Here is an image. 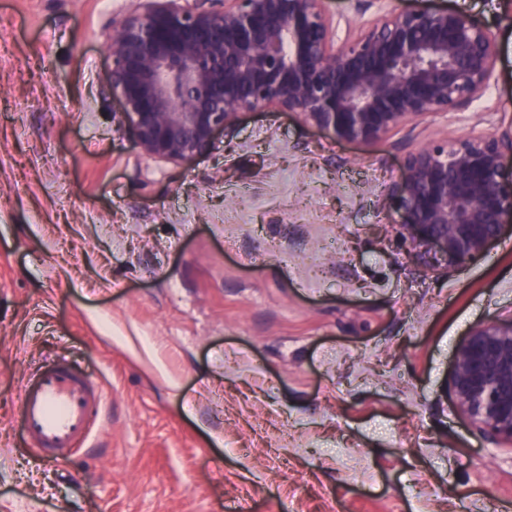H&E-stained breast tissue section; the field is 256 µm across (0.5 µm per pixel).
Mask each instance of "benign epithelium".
Segmentation results:
<instances>
[{"mask_svg":"<svg viewBox=\"0 0 512 512\" xmlns=\"http://www.w3.org/2000/svg\"><path fill=\"white\" fill-rule=\"evenodd\" d=\"M105 51L120 123L145 157L174 163L258 107L374 142L467 108L498 58L491 30L451 8L393 9L338 47L327 0H140ZM390 204L412 262L468 265L512 231V125L410 152ZM448 387L484 438L512 443V320L462 339Z\"/></svg>","mask_w":512,"mask_h":512,"instance_id":"benign-epithelium-1","label":"benign epithelium"}]
</instances>
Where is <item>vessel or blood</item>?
<instances>
[{"mask_svg":"<svg viewBox=\"0 0 512 512\" xmlns=\"http://www.w3.org/2000/svg\"><path fill=\"white\" fill-rule=\"evenodd\" d=\"M104 395L62 363L38 367L28 379L21 413L30 441L54 455H71L87 440Z\"/></svg>","mask_w":512,"mask_h":512,"instance_id":"vessel-or-blood-1","label":"vessel or blood"}]
</instances>
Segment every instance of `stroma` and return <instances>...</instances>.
Segmentation results:
<instances>
[{
	"mask_svg": "<svg viewBox=\"0 0 512 512\" xmlns=\"http://www.w3.org/2000/svg\"><path fill=\"white\" fill-rule=\"evenodd\" d=\"M136 4L0 0V512H512V445L447 388L468 331L512 319V235L448 276L387 204L410 151L512 124V0H331L340 43L467 12L494 76L371 144L258 108L180 163L105 90ZM59 358L107 401L55 459L20 395Z\"/></svg>",
	"mask_w": 512,
	"mask_h": 512,
	"instance_id": "1",
	"label": "stroma"
}]
</instances>
